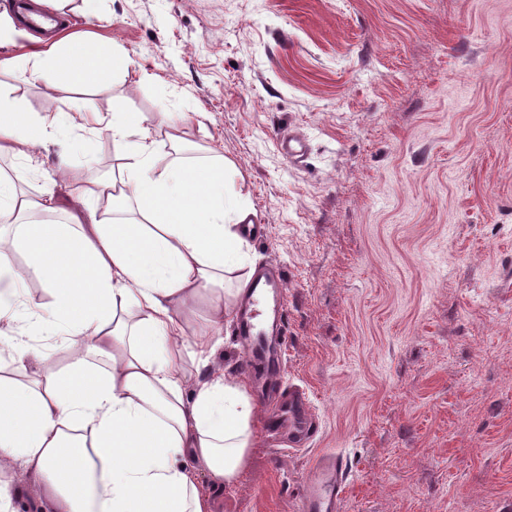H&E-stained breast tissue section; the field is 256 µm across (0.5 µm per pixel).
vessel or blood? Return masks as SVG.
Returning <instances> with one entry per match:
<instances>
[{
	"mask_svg": "<svg viewBox=\"0 0 512 512\" xmlns=\"http://www.w3.org/2000/svg\"><path fill=\"white\" fill-rule=\"evenodd\" d=\"M29 0H17L16 17L27 29L38 32L46 24L55 22L53 12L28 9ZM247 304L241 310L236 329L243 340L242 353L246 367L251 372L267 373L273 368L266 354L269 333L264 327L267 313L284 316L286 312L282 275L269 270L253 278L247 290ZM270 424H283L295 429L300 436L313 432V423L300 398L292 397L286 408L272 411ZM346 493V472L342 458L333 452L316 456L303 480L300 512H339L340 502Z\"/></svg>",
	"mask_w": 512,
	"mask_h": 512,
	"instance_id": "1",
	"label": "vessel or blood"
}]
</instances>
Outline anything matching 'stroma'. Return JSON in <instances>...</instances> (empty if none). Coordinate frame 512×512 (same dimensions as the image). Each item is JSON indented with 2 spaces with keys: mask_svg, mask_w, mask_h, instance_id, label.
I'll return each mask as SVG.
<instances>
[{
  "mask_svg": "<svg viewBox=\"0 0 512 512\" xmlns=\"http://www.w3.org/2000/svg\"><path fill=\"white\" fill-rule=\"evenodd\" d=\"M121 58L25 86L27 113L185 114L231 160L285 276L281 390L318 421L286 450L257 409L213 512H300L311 457L340 512H512V0H45ZM309 143L299 164L277 140ZM346 472L335 452L316 456L302 480L301 512H338L346 493Z\"/></svg>",
  "mask_w": 512,
  "mask_h": 512,
  "instance_id": "stroma-1",
  "label": "stroma"
}]
</instances>
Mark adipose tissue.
<instances>
[{
    "label": "adipose tissue",
    "instance_id": "1",
    "mask_svg": "<svg viewBox=\"0 0 512 512\" xmlns=\"http://www.w3.org/2000/svg\"><path fill=\"white\" fill-rule=\"evenodd\" d=\"M7 67L23 86L54 73L105 81L114 53L73 37ZM21 103L0 90V157L103 127L120 153L116 173L90 180L71 142L56 173L80 197L61 224L34 220L57 212L54 187L33 197L24 168L0 170V512L23 494L49 512H212L199 470L213 485L232 482L252 445L253 399L214 365L235 308L224 278L242 294L253 275L238 229L247 194L223 156L163 162L133 113L27 116ZM30 280L47 302L26 298ZM200 302L205 326L193 334ZM30 331L60 337L69 364L31 348ZM187 360L204 371L191 387Z\"/></svg>",
    "mask_w": 512,
    "mask_h": 512
}]
</instances>
